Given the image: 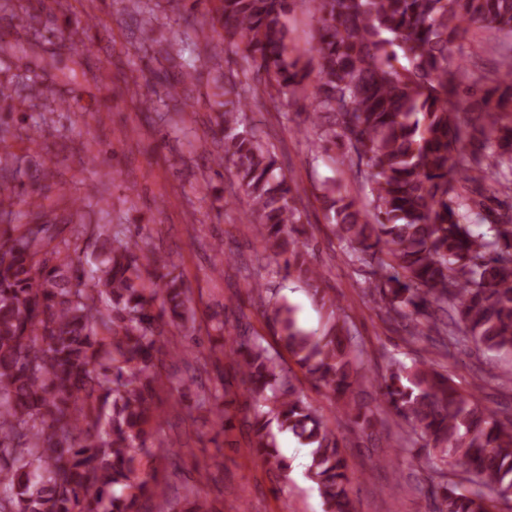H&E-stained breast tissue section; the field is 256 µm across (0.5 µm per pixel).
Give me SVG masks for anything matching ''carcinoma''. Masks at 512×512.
<instances>
[{"instance_id":"1","label":"carcinoma","mask_w":512,"mask_h":512,"mask_svg":"<svg viewBox=\"0 0 512 512\" xmlns=\"http://www.w3.org/2000/svg\"><path fill=\"white\" fill-rule=\"evenodd\" d=\"M318 37L310 54L288 50L284 17L290 0H220L224 35L201 33L190 52L207 56L220 46L255 63L266 89L311 99L303 132L321 148L344 147L342 163L359 176L371 169L360 200L325 185L321 195L330 231L347 245L349 261L372 268L387 320L437 353L472 344L512 354V215L487 230L472 223L485 210L484 184L512 190V126L503 123L507 100L483 99L476 116L461 111L448 79L461 63L449 53L470 28L487 38L512 35V0H314ZM32 0H7L10 17L38 20ZM16 38L0 40V66L28 60L27 82L4 87L0 99L33 96L37 80L58 68L55 56ZM165 53L180 60L181 79L167 98L192 107L198 66L183 60L181 42ZM249 72L216 85L222 106L223 152L248 199L247 218L270 253V272L287 278L302 270L317 283L323 273L305 265L300 184L280 172L277 157L247 121ZM494 82L512 88V55ZM314 91H308L309 85ZM503 140L486 167L471 164L477 150ZM29 221L0 233V512H139V500L164 496L156 471L135 466L132 449L148 456L164 423L160 391L166 359L190 353L171 337L189 335L191 297L168 256L138 245L104 240L89 254L60 236L42 206L29 203ZM262 315L294 364L340 403L359 431L374 425L359 399L366 382L362 350L346 321L317 334L297 322L295 308L262 283H251ZM234 374L203 392L198 407L217 408L214 422L233 428L229 408L246 394L251 417L249 452L268 472L284 474L271 424L308 447L307 478L327 512H351L349 464L336 428L295 389L282 356L262 336L232 340ZM485 378L460 388L435 359L408 366L390 362L376 380L380 403L415 436L401 445L412 459L434 456L472 476L476 488L439 483L435 512H496L512 501V415H499L476 396Z\"/></svg>"}]
</instances>
